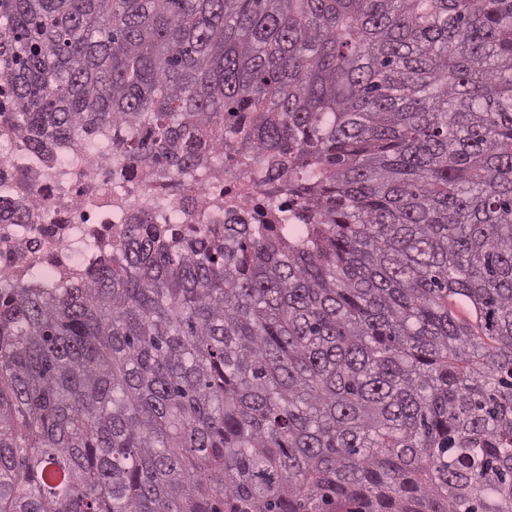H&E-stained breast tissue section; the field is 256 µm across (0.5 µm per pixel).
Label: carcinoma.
<instances>
[{"label": "carcinoma", "instance_id": "1", "mask_svg": "<svg viewBox=\"0 0 512 512\" xmlns=\"http://www.w3.org/2000/svg\"><path fill=\"white\" fill-rule=\"evenodd\" d=\"M43 148L232 136L303 224L0 276V512H512V0H0Z\"/></svg>", "mask_w": 512, "mask_h": 512}]
</instances>
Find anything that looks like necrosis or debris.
I'll return each mask as SVG.
<instances>
[{
  "label": "necrosis or debris",
  "mask_w": 512,
  "mask_h": 512,
  "mask_svg": "<svg viewBox=\"0 0 512 512\" xmlns=\"http://www.w3.org/2000/svg\"><path fill=\"white\" fill-rule=\"evenodd\" d=\"M244 143L225 142L189 173L121 155L111 129L32 149L27 134L0 120V274L27 284L85 276L137 216L179 225L274 224L268 170ZM26 216L14 221L15 213Z\"/></svg>",
  "instance_id": "4bbe7bcc"
}]
</instances>
